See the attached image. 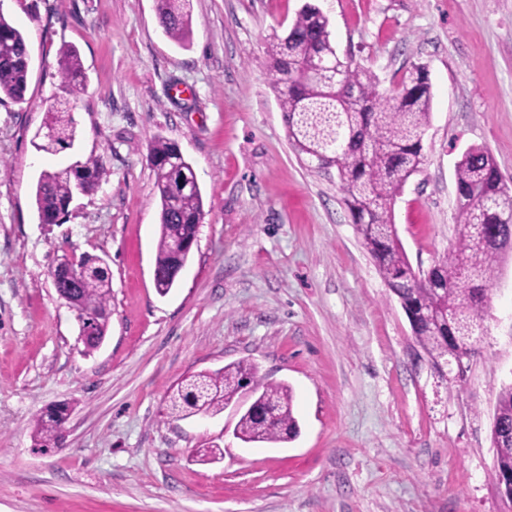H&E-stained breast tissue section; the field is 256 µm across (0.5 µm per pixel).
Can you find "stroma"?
I'll return each mask as SVG.
<instances>
[{"label": "stroma", "mask_w": 512, "mask_h": 512, "mask_svg": "<svg viewBox=\"0 0 512 512\" xmlns=\"http://www.w3.org/2000/svg\"><path fill=\"white\" fill-rule=\"evenodd\" d=\"M305 0H192L187 46L154 0H0L25 35V100L0 101V512H512L497 490L491 424L512 382V253L489 294L464 381L415 361L409 320L362 246L335 174L288 141L266 68L271 31ZM340 55L382 88L425 66L433 92L424 165L395 205L412 267L457 237L455 165L494 155L512 187V0H313ZM76 46L88 76L79 135L36 147L46 102H65L58 58ZM175 142L205 217L175 288L159 295V209L148 145ZM102 158L108 176L65 223L35 205L42 171ZM102 257L112 314L92 353L52 273ZM247 359L288 383L298 437L254 446L239 414L169 420L187 375ZM72 407L58 448L30 422ZM214 441L218 462L192 449Z\"/></svg>", "instance_id": "stroma-1"}]
</instances>
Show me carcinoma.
<instances>
[{
	"label": "carcinoma",
	"mask_w": 512,
	"mask_h": 512,
	"mask_svg": "<svg viewBox=\"0 0 512 512\" xmlns=\"http://www.w3.org/2000/svg\"><path fill=\"white\" fill-rule=\"evenodd\" d=\"M165 34L183 43L191 29L190 0H156ZM267 68L279 93L288 138L298 155L318 170L336 169L344 202L363 244L377 262L381 277L408 315L415 342L431 366L450 357L461 371L477 352L484 334L483 313L502 255L512 250V188L501 179L498 164L485 148L466 150L457 162L458 237L455 246L427 271H414L394 224V207L403 186L424 164L422 140L430 123L433 93L421 66L387 92L379 78L348 56L337 53L328 17L314 4L298 11L287 33L268 42ZM31 57L24 34L0 11V101L24 100ZM61 86L78 100L86 76L78 51L65 46L59 55ZM355 92L359 108L349 111L345 96ZM44 125L55 138L39 146L56 152L72 146L77 128L71 108L51 105ZM159 198L160 231L155 287L164 296L173 288L190 251L174 256L173 244L194 240L205 216L202 193L190 162L162 137L149 147ZM107 177L100 158H88L56 171H44L36 185L35 204L43 224H53L61 207L82 187L94 191ZM72 282L55 283L59 296L86 320V351L103 340L110 318L112 280L97 256L86 254ZM256 383L254 400L234 432L247 444L287 443L299 434L293 390L285 382H260L248 360L184 377L168 396L166 415L186 419L216 415ZM69 415L60 404L31 422L34 447L57 445ZM491 438L496 448V478H512V383L497 394ZM195 461L224 457L218 445L197 448Z\"/></svg>",
	"instance_id": "carcinoma-1"
}]
</instances>
